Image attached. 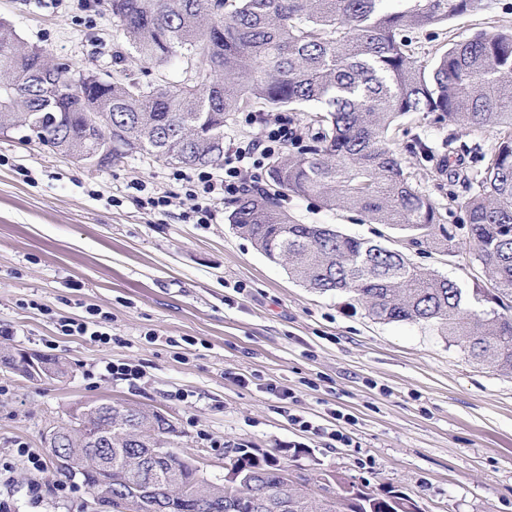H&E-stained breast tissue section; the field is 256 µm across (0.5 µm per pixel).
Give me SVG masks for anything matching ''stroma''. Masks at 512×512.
Wrapping results in <instances>:
<instances>
[{"instance_id": "stroma-1", "label": "stroma", "mask_w": 512, "mask_h": 512, "mask_svg": "<svg viewBox=\"0 0 512 512\" xmlns=\"http://www.w3.org/2000/svg\"><path fill=\"white\" fill-rule=\"evenodd\" d=\"M0 19L73 70H116L123 38L108 0H0ZM484 30L512 31V0H482L479 11L411 36L427 58ZM274 121L295 131L291 150L310 144L302 113L238 112L224 128L225 153ZM400 154L453 229L451 253L408 249L400 231L315 198L291 195L284 206L301 223L408 251L456 281L467 307L484 309L489 283L454 178L480 162L454 156L443 167ZM173 172L146 156L89 167L23 131L0 133V351L55 357L68 370L36 381L0 366V501L10 512H91L81 485L52 464L34 470L19 449L47 454L46 433L74 404L106 399L163 413L179 431L177 452L211 479L223 477L235 448H253L378 494L401 492L420 512H512V374L477 364L424 325L376 320L347 296L304 287L232 230L225 204L214 223L188 220L193 202ZM140 181L168 196L165 214L141 208ZM90 307L108 313L110 344L62 332L60 321ZM105 360L137 367L140 379L103 374ZM268 382L292 399L266 393ZM294 415L351 441L300 431Z\"/></svg>"}]
</instances>
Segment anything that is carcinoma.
<instances>
[{"label": "carcinoma", "mask_w": 512, "mask_h": 512, "mask_svg": "<svg viewBox=\"0 0 512 512\" xmlns=\"http://www.w3.org/2000/svg\"><path fill=\"white\" fill-rule=\"evenodd\" d=\"M109 0L113 22L139 58L161 67L179 56L198 60L194 80L142 85L95 77L71 85L72 70L28 76L47 58L16 50L19 36L0 20V133L27 131L61 155L103 156L105 167L132 154L189 167L221 166L224 125L236 112L314 105V144L272 155L267 184L230 202L227 221L273 262L288 256L289 275L319 293H343L373 318L421 323L473 359L512 374V314L465 308L455 282L423 271L399 250L348 236L330 224H301L282 208L288 194L314 196L330 209L364 214L399 230L413 247L449 251L454 234L437 204L405 170L392 147L399 122L436 115L457 128L497 136L467 179L466 214L475 260L491 281L490 302L512 299V33L480 34L421 62L406 32L474 12L481 0ZM152 422L124 415L119 447L47 445L50 455L79 448L77 475L87 494L105 486L106 512H140L129 487L145 486L166 512H418L407 496L375 495L331 471L304 472L268 455L235 449L224 482L195 499L197 471L182 457L145 458L138 444Z\"/></svg>", "instance_id": "1"}]
</instances>
